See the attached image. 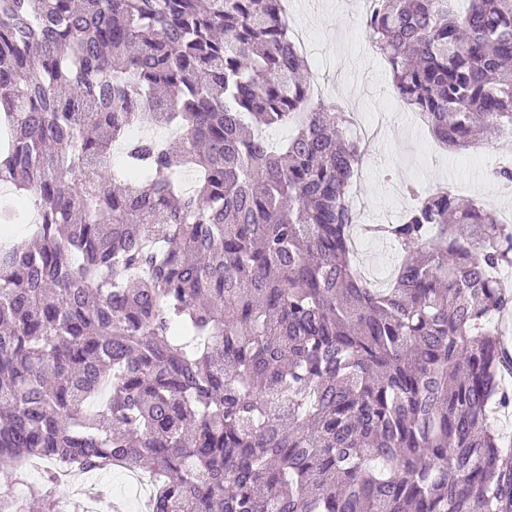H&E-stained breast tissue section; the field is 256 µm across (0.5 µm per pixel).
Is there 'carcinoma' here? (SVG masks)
<instances>
[{"label":"carcinoma","instance_id":"carcinoma-1","mask_svg":"<svg viewBox=\"0 0 512 512\" xmlns=\"http://www.w3.org/2000/svg\"><path fill=\"white\" fill-rule=\"evenodd\" d=\"M374 0L364 28L450 152L512 137V0ZM283 0H0V460L153 476L149 512H512V228L449 191L354 261L351 123ZM294 124L273 146L266 131ZM143 125L179 144L133 136ZM125 161L112 165L115 143ZM196 173L184 191L180 175ZM491 177L512 186V162ZM56 471L0 512H66ZM397 253L398 249L393 243L367 237V241H361V255L358 260L361 266L371 268L373 276L381 277L385 281L390 275ZM387 281L380 287H385Z\"/></svg>","mask_w":512,"mask_h":512}]
</instances>
